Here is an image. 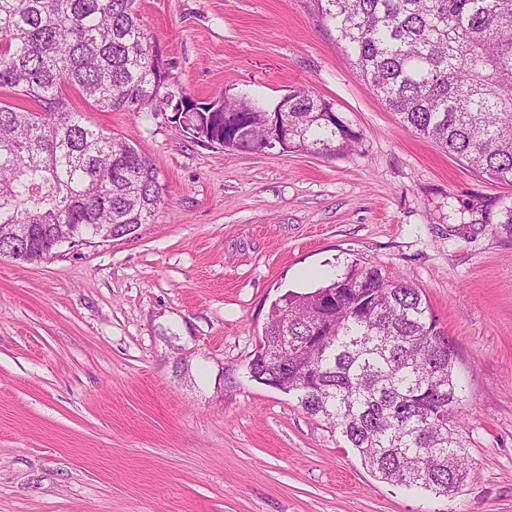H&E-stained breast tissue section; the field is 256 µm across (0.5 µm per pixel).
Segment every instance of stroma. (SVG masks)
Returning a JSON list of instances; mask_svg holds the SVG:
<instances>
[{
  "label": "stroma",
  "instance_id": "1",
  "mask_svg": "<svg viewBox=\"0 0 512 512\" xmlns=\"http://www.w3.org/2000/svg\"><path fill=\"white\" fill-rule=\"evenodd\" d=\"M195 102L306 87L348 154L210 147L165 115L77 110L165 185L126 237L0 257V512H512V183L405 131L314 0H139ZM406 275L458 353L474 476L384 482L248 363L272 302L351 265Z\"/></svg>",
  "mask_w": 512,
  "mask_h": 512
}]
</instances>
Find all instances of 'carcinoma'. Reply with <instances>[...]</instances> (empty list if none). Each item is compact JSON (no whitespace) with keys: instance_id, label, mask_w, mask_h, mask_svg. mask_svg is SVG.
Returning <instances> with one entry per match:
<instances>
[{"instance_id":"1","label":"carcinoma","mask_w":512,"mask_h":512,"mask_svg":"<svg viewBox=\"0 0 512 512\" xmlns=\"http://www.w3.org/2000/svg\"><path fill=\"white\" fill-rule=\"evenodd\" d=\"M364 81L407 131L477 173L512 182V0H316ZM136 0H0V253L49 258L70 227L108 241L153 220L164 185L126 141L89 125L100 111L171 112L195 139L259 154L271 116L223 93L173 90L169 62ZM330 103L298 89L281 115L283 151L346 153L358 140ZM455 347L407 277L354 267L274 302L252 379L339 428L375 477L438 496L471 477Z\"/></svg>"}]
</instances>
